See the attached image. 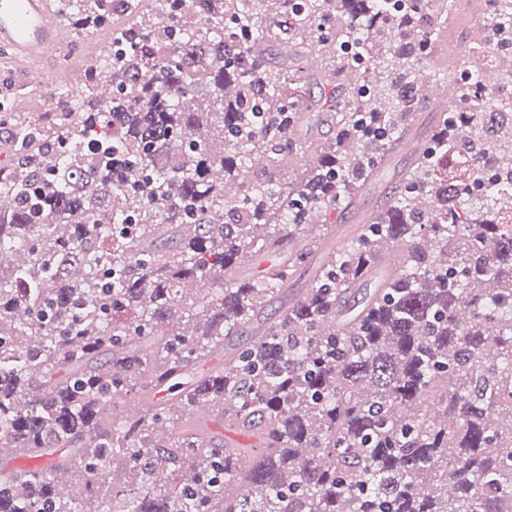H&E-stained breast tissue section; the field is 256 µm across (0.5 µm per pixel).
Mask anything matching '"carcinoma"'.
<instances>
[{"label": "carcinoma", "instance_id": "cac0c4a2", "mask_svg": "<svg viewBox=\"0 0 512 512\" xmlns=\"http://www.w3.org/2000/svg\"><path fill=\"white\" fill-rule=\"evenodd\" d=\"M141 2L56 0L70 28L110 27L112 44L54 111L0 113L14 156L0 167V441L70 449L0 477V512H512V99L478 82L490 71L512 92L498 51L512 0L477 5L453 97L389 207L274 319L270 300L322 249L296 234L359 200L466 11ZM272 44L299 51L296 68L269 66ZM312 53L336 80V135L316 146L296 139ZM300 153L315 164L282 181ZM246 324L253 339L199 372ZM172 385L179 408L151 403ZM199 405L260 447L214 443L186 419ZM57 468L82 474L94 507L58 492Z\"/></svg>", "mask_w": 512, "mask_h": 512}]
</instances>
